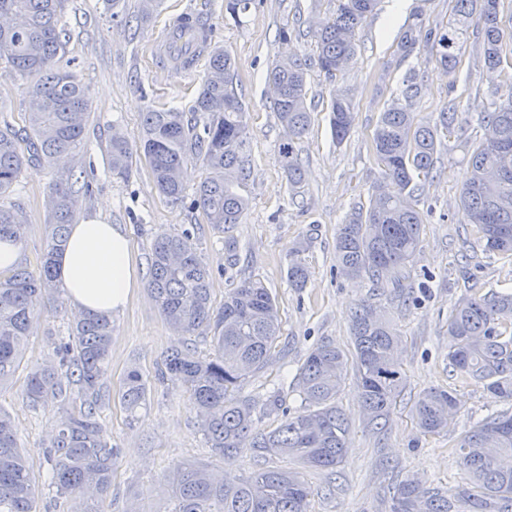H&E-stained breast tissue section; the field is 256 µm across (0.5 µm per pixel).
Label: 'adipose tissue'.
I'll list each match as a JSON object with an SVG mask.
<instances>
[{
  "mask_svg": "<svg viewBox=\"0 0 512 512\" xmlns=\"http://www.w3.org/2000/svg\"><path fill=\"white\" fill-rule=\"evenodd\" d=\"M57 280L75 314H112L140 287L131 240L117 224L72 225L57 258Z\"/></svg>",
  "mask_w": 512,
  "mask_h": 512,
  "instance_id": "ef3b65f1",
  "label": "adipose tissue"
}]
</instances>
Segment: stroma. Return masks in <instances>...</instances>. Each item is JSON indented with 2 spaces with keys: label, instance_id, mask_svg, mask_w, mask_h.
<instances>
[{
  "label": "stroma",
  "instance_id": "35a3bbf8",
  "mask_svg": "<svg viewBox=\"0 0 512 512\" xmlns=\"http://www.w3.org/2000/svg\"><path fill=\"white\" fill-rule=\"evenodd\" d=\"M394 0H380L359 29V50L350 67L329 82L313 64V33L336 9V0H253L248 11L232 20L224 15V0H161L152 18L137 21L139 0H121L109 8L105 0H63L60 24L70 40L66 58L89 88L90 117L74 154L77 170L91 172L73 189L79 199L77 221L95 219L123 225L129 234L140 277H147L153 239L160 234L187 232L210 271L215 303L240 279L263 280L274 296L281 317V335L266 367L245 380L241 393L254 401L261 417L258 428L276 426L277 415L265 414L272 391L285 406L301 400L294 376L309 352L323 342L351 347L350 319L356 303L371 299L401 332L398 357L405 386L383 428L367 423L355 381H348L337 404L351 426L348 449L332 471L309 470L305 477L316 494L312 512H390L389 489L407 477L450 488L464 477L454 452L463 434L483 418L507 409V402L479 383L448 368V311L463 294L512 292V260L485 252L472 226L463 222L459 197L469 160L468 149L482 134L480 116L496 87L480 61L474 43L464 46L455 73L445 72L428 50L420 48L396 62V36L414 18L432 28L448 21L455 0H409L400 17H393ZM196 7L212 28V42L228 50L236 64L237 92L247 112L246 153L251 176L243 193L249 208L229 235L235 254L224 250L225 235L204 224L193 204L204 171L189 166L185 198L172 203L154 187L150 169L139 163L129 180L113 178L108 150L113 136L137 140L147 108L191 111L202 71L171 82L157 64L154 51L164 41L168 20L184 6ZM288 39H281V29ZM293 57L309 64L308 97L311 127L296 148L304 170L300 195H292L278 163V149L287 134L269 98L266 76L279 60ZM414 76L420 94L414 107L418 121L435 122L453 103L469 113L456 137L438 148L434 177L421 191L425 219L422 243L401 287L372 288L336 269V229L358 202L366 201L379 169L372 134L384 106L398 97L405 76ZM350 90L357 113L343 143H336L329 124L331 87ZM54 177L44 163L27 164L13 191L1 203L23 212L21 265L36 268L46 247L49 222L46 192ZM310 275L305 288H289L288 263L296 246ZM74 314L69 306L50 302L34 321L22 369L0 386V407L18 424L17 438L26 448L38 494V507L71 512L69 502L53 499L45 484V450L55 431L58 412L36 409L23 394L30 366L52 353L49 336H65ZM177 342L158 312L147 288H140L123 312L112 316L109 357L110 403L100 412L119 455L112 485L97 498L99 512H169L168 471L194 461L242 478L266 467L286 466V459L246 450L220 459L208 448L198 429L194 402L178 381H158L156 370L165 352ZM139 369L149 383L136 420H129L121 403L124 378ZM431 388L452 390L459 410L439 436L423 435L412 414L416 397Z\"/></svg>",
  "mask_w": 512,
  "mask_h": 512
}]
</instances>
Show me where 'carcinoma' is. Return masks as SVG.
<instances>
[{"label":"carcinoma","instance_id":"carcinoma-1","mask_svg":"<svg viewBox=\"0 0 512 512\" xmlns=\"http://www.w3.org/2000/svg\"><path fill=\"white\" fill-rule=\"evenodd\" d=\"M61 0H0V59L12 78L26 86L27 107L21 126L0 122V197L17 183L32 161L56 164L81 144L90 98L77 74L60 65L67 33L59 24ZM379 0H337L336 12L316 30V62L329 79L343 74L355 60L358 31ZM501 0H455L448 23L426 29L407 26L400 49L409 55L417 45L435 50V61L455 69L464 42L475 31L485 68L502 73L507 55ZM235 62L219 46L210 48L202 87L190 119L176 109L149 108L142 117L137 144L120 137L111 141L112 176L125 180L136 157L147 161L154 184L168 201L184 197L183 173L189 165L206 171L196 189L194 206L205 223L224 232L240 222L249 206L238 188L250 176L247 112L235 84ZM273 109L288 131L279 163L291 190L300 187L303 170L295 141L308 134L307 63H276L268 74ZM496 99L481 117L483 135L468 161L460 197L464 223L473 226L486 251L512 256V72L501 77ZM417 97L412 76L403 80L400 97L381 112L372 149L381 179L367 203H358L336 232V261L341 274L366 279L376 288L397 285L420 249L423 214L416 195L433 176L442 141L456 136L461 105L440 113L433 123L417 122L411 112ZM331 133L340 145L355 120L352 96L334 94L329 102ZM73 171L59 172L48 188L50 215L47 247L36 270L18 266L0 276V386L19 370L25 345L40 306L57 292L55 258L68 236L78 209L72 190ZM24 216L0 205V236L18 237ZM309 276L298 258L288 265V285L302 288ZM148 290L160 315L178 336L212 333L213 352L200 356L184 344L163 356L158 379L181 382L197 406L198 426L212 452L220 457L246 447L293 459L304 468L334 469L343 457L351 428L336 398L354 371L366 420H387L405 380L396 354L401 335L363 300L354 309L352 351L331 344L315 347L299 368L296 388L305 403L283 412L271 430L255 426L254 405L239 394L243 382L261 372L276 347L280 322L277 303L259 278L247 277L212 299L209 269L186 233L163 234L150 252ZM53 358L28 373L24 393L36 406L56 407L59 419L48 445V488L69 499L79 512H98L89 504L112 483L116 450L108 441L99 414L107 393L112 319L87 315L67 337H49ZM448 365L461 376L485 385L512 403V293L464 294L448 314ZM76 377L72 396L58 380L61 371ZM147 383L137 369L127 372L122 404L131 417L145 402ZM456 410L449 390L422 392L413 416L422 433L439 435ZM17 425L0 409V512H37V493L28 456L16 442ZM455 452L464 482L441 490L414 479L391 487L390 512H512V411L479 421L458 442ZM173 512H310L314 489L298 469L261 468L238 481L196 462L169 471Z\"/></svg>","mask_w":512,"mask_h":512}]
</instances>
